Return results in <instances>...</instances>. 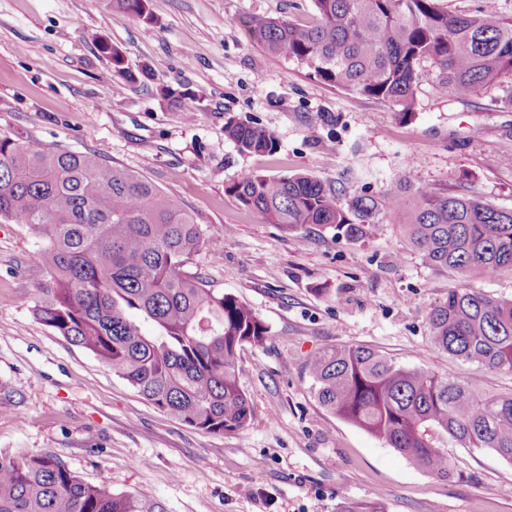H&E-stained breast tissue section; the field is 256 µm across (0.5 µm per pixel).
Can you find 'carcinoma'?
<instances>
[{
	"label": "carcinoma",
	"instance_id": "obj_1",
	"mask_svg": "<svg viewBox=\"0 0 512 512\" xmlns=\"http://www.w3.org/2000/svg\"><path fill=\"white\" fill-rule=\"evenodd\" d=\"M314 19L295 24L252 15L253 44L337 90L392 105L406 119L421 66L439 70V90L465 99L512 74V17L492 0L449 12L437 0H312ZM112 5L152 24L147 0ZM112 72L131 76L123 52L102 44ZM240 151L273 154L266 130L226 121ZM244 207L295 233L308 224L336 227L355 240L378 210L356 197L348 210L316 178L247 173L225 187ZM389 206L414 249L460 287L432 307L430 344L512 374V300L476 284L512 270V210L476 197L416 191ZM23 224L43 245L44 277L33 293L35 318L93 354L160 411L209 434L234 433L252 419L239 384L237 353L262 344L269 328L231 294H216L189 270L216 246L176 198L147 179L110 165L102 152L33 148L0 135V222ZM153 322L142 334L129 311ZM308 369L318 402L338 418L384 440L421 470L448 477L441 442L493 452L512 464V392L477 390L420 367L399 365L364 346L319 351ZM0 512H167L163 502L82 480L58 457L0 451Z\"/></svg>",
	"mask_w": 512,
	"mask_h": 512
}]
</instances>
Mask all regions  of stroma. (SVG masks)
Returning <instances> with one entry per match:
<instances>
[{
	"label": "stroma",
	"mask_w": 512,
	"mask_h": 512,
	"mask_svg": "<svg viewBox=\"0 0 512 512\" xmlns=\"http://www.w3.org/2000/svg\"><path fill=\"white\" fill-rule=\"evenodd\" d=\"M153 18L112 0H0V133L35 148L103 151L146 177L220 237L192 271L235 296L268 326L237 354L253 418L232 434L191 429L148 403L92 354L37 321L40 244L0 223V450L51 453L85 481L138 491L168 512H339L379 502L385 512H512V465L448 442L452 474L432 476L384 440L317 401L307 370L318 351L361 345L497 393L488 376L429 342L428 313L458 287L408 242L388 204L400 190L445 189L512 209V76L459 101L423 65L415 110L336 90L254 45V14L309 22L312 0H148ZM118 46L132 83L113 75L101 43ZM181 90L171 101L162 88ZM278 142L240 152L227 119ZM256 172L309 174L339 206L372 196L362 237L307 225L284 233L225 188ZM232 232H225V225Z\"/></svg>",
	"instance_id": "1"
}]
</instances>
